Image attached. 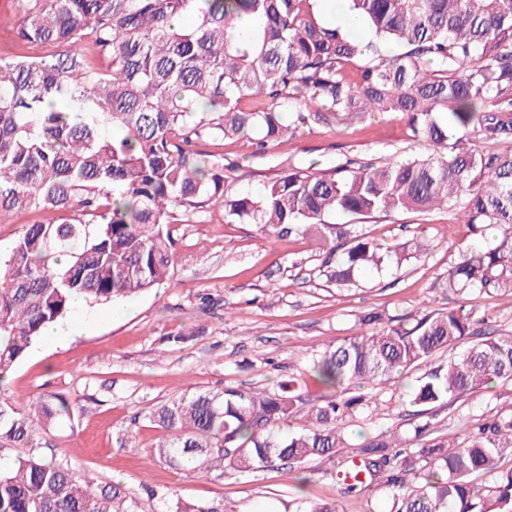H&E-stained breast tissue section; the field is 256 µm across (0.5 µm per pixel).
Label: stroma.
<instances>
[{
  "mask_svg": "<svg viewBox=\"0 0 512 512\" xmlns=\"http://www.w3.org/2000/svg\"><path fill=\"white\" fill-rule=\"evenodd\" d=\"M204 151L223 156L224 188L259 194L292 159L325 169L353 160L382 165L429 154L416 141L405 116L387 114L347 129L316 127L256 152L247 140L210 141ZM177 263L158 288L113 305L71 309L77 330L63 343H35L0 388L23 412H34L48 394L66 396L71 419L37 433L34 447L55 448L60 459L95 485H122L140 496L145 486L165 488L187 503L217 502L226 512H288L295 484L277 470L225 477L210 472L185 476L162 461L154 447L163 431L149 420L161 403L197 391L244 390L288 383L306 392L312 355L352 336L355 316L376 309L393 316L453 307L444 288L449 266L464 246H486L496 231L473 235L456 211H402L365 220L364 236L383 243L412 238L421 253L401 264L362 274L356 287L340 290L319 276L325 253L309 238L266 241L252 224L224 217L222 205L207 207L197 222L172 227ZM422 368L376 390L368 410L350 418L351 443L362 433L404 432L414 419L410 386ZM512 408V386L479 389L432 411L434 434L454 436L474 417L489 418ZM136 447H124L127 437ZM307 495L337 497L340 512H384L382 492H336V470L307 463Z\"/></svg>",
  "mask_w": 512,
  "mask_h": 512,
  "instance_id": "1",
  "label": "stroma"
}]
</instances>
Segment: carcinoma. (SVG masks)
<instances>
[{
	"mask_svg": "<svg viewBox=\"0 0 512 512\" xmlns=\"http://www.w3.org/2000/svg\"><path fill=\"white\" fill-rule=\"evenodd\" d=\"M16 43L53 53L0 60V208L55 217L23 225L0 255V377L73 298L95 304L132 297L168 280L176 262L169 225L208 205L255 224L265 238L302 235L326 251L319 271L338 288L401 261L409 243L383 245L333 217L372 218L454 207L490 248L459 249L445 280L457 305L395 318L371 310L358 332L312 359L333 394L291 430L300 397L276 388L197 392L167 401L150 421L165 435L155 452L193 475L311 461L343 463L345 422L365 410L368 390L448 353L417 380L412 403L428 413L445 400L512 382V332L485 331L469 307L478 291L512 295V0H351L365 29L353 39L327 25L318 0H13ZM195 16L191 26L181 24ZM92 45L106 64L86 59ZM364 60L357 72L346 65ZM264 99L256 105L249 101ZM407 117L426 158L380 167L339 163L303 169L287 158L254 196L224 192V157L196 146L247 139L263 152L318 126ZM474 145L465 146V141ZM74 414L51 395L38 413L0 399V447L27 448L32 434ZM410 438L385 431L359 446L339 493L372 486L389 512H512V412L472 419L448 439L430 423ZM490 477V484L477 480ZM150 488L136 498L119 484L94 486L56 455L29 449L0 464V512H224L210 502H168ZM293 512H338L303 489Z\"/></svg>",
	"mask_w": 512,
	"mask_h": 512,
	"instance_id": "obj_1",
	"label": "carcinoma"
}]
</instances>
